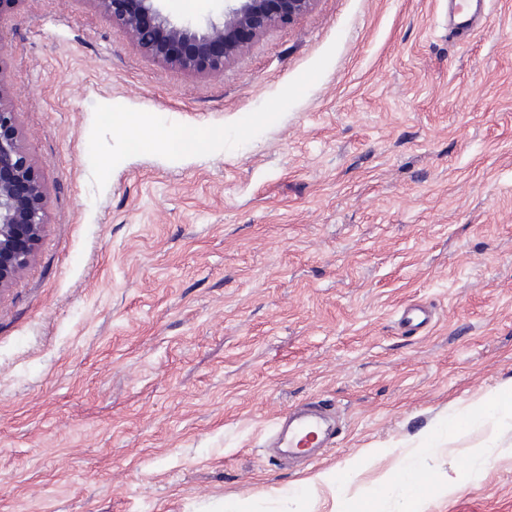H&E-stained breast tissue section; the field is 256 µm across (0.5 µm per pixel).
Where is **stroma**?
Instances as JSON below:
<instances>
[{"instance_id": "obj_1", "label": "stroma", "mask_w": 512, "mask_h": 512, "mask_svg": "<svg viewBox=\"0 0 512 512\" xmlns=\"http://www.w3.org/2000/svg\"><path fill=\"white\" fill-rule=\"evenodd\" d=\"M447 10L314 0L215 76L94 0L0 8L47 215L0 291V512H512V429L434 437L512 380V0L462 43ZM127 112L204 140L129 147ZM310 401L336 443L281 461ZM400 323L408 330H416L430 323V314L427 308L410 304L403 308Z\"/></svg>"}]
</instances>
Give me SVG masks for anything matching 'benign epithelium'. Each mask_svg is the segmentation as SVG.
<instances>
[{"label": "benign epithelium", "mask_w": 512, "mask_h": 512, "mask_svg": "<svg viewBox=\"0 0 512 512\" xmlns=\"http://www.w3.org/2000/svg\"><path fill=\"white\" fill-rule=\"evenodd\" d=\"M94 2L146 53L172 66L218 74L265 28L297 21L315 0H224L220 18L204 25L172 23L158 0ZM7 83L0 67V289L35 261L36 243L46 229L43 186L21 145L16 113L4 94Z\"/></svg>", "instance_id": "benign-epithelium-1"}]
</instances>
